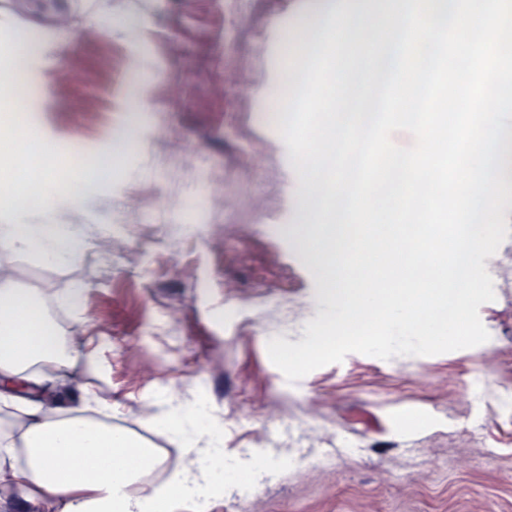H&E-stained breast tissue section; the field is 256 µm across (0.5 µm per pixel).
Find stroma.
I'll return each mask as SVG.
<instances>
[{
  "label": "stroma",
  "mask_w": 512,
  "mask_h": 512,
  "mask_svg": "<svg viewBox=\"0 0 512 512\" xmlns=\"http://www.w3.org/2000/svg\"><path fill=\"white\" fill-rule=\"evenodd\" d=\"M0 0V71L27 58L26 114L58 153L93 159L129 119L143 84L142 146L91 199L56 212L84 226L66 266L0 250V285L38 293L83 359L64 382L110 399L113 427L157 448L151 481L183 465L148 418L156 397L205 404L224 451L285 465L252 491L228 485L212 512H512V306L495 291L490 339L433 356L351 353L288 382L267 343L313 314L318 270L279 232L303 187L268 95L282 42L310 0ZM136 16L133 35L97 30ZM38 41L34 55L12 42ZM85 284L79 309L58 297ZM484 422L468 440L470 423Z\"/></svg>",
  "instance_id": "stroma-1"
}]
</instances>
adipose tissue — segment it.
I'll return each mask as SVG.
<instances>
[{"instance_id": "ef3b65f1", "label": "adipose tissue", "mask_w": 512, "mask_h": 512, "mask_svg": "<svg viewBox=\"0 0 512 512\" xmlns=\"http://www.w3.org/2000/svg\"><path fill=\"white\" fill-rule=\"evenodd\" d=\"M340 10V0H314L297 13L296 23H314L320 42L343 44L348 32L337 22ZM141 144L137 124L116 131L96 167L64 193L48 171L30 175L22 185L26 205L0 223V249L47 263L74 261L86 244L85 233L50 223L51 214L89 202L114 163ZM79 356L76 342L62 336L40 296L0 289V404L21 425L19 435L0 436V493L23 497L32 512H210L232 473H273L270 459L255 454L225 466L220 422H202L196 410L162 399L150 423L189 464L162 483H147L160 459L154 449L108 423L111 403L85 397L49 406L18 391V383H41L44 366L64 373Z\"/></svg>"}]
</instances>
